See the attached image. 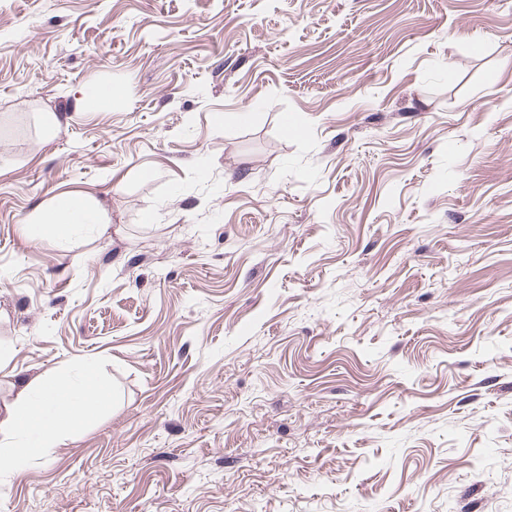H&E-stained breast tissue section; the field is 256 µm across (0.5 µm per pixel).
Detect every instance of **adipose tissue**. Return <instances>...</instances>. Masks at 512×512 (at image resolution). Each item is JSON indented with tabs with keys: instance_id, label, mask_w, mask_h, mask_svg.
Listing matches in <instances>:
<instances>
[{
	"instance_id": "adipose-tissue-1",
	"label": "adipose tissue",
	"mask_w": 512,
	"mask_h": 512,
	"mask_svg": "<svg viewBox=\"0 0 512 512\" xmlns=\"http://www.w3.org/2000/svg\"><path fill=\"white\" fill-rule=\"evenodd\" d=\"M108 212L99 198L55 196L20 224L29 240L49 235L70 239L87 226L105 229ZM22 399L11 416L0 420V435L26 431L35 448L63 444L69 430L94 415L107 400L106 390L94 380L75 384L57 375H40L23 380Z\"/></svg>"
}]
</instances>
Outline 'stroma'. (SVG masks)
I'll list each match as a JSON object with an SVG mask.
<instances>
[{
	"label": "stroma",
	"mask_w": 512,
	"mask_h": 512,
	"mask_svg": "<svg viewBox=\"0 0 512 512\" xmlns=\"http://www.w3.org/2000/svg\"><path fill=\"white\" fill-rule=\"evenodd\" d=\"M89 372L0 512H512V0H0V418ZM84 95L97 110L106 112L112 108L115 89L112 87V83H94L87 87ZM108 222V212L99 198L60 194L26 217L19 231L29 240L49 235L69 240L86 226L105 230ZM22 396L11 416L0 420V435L24 430L31 436L26 448H55L67 432L94 415L107 401V391L94 380L74 384L57 375L23 379ZM35 389L34 400L28 394Z\"/></svg>",
	"instance_id": "stroma-1"
}]
</instances>
